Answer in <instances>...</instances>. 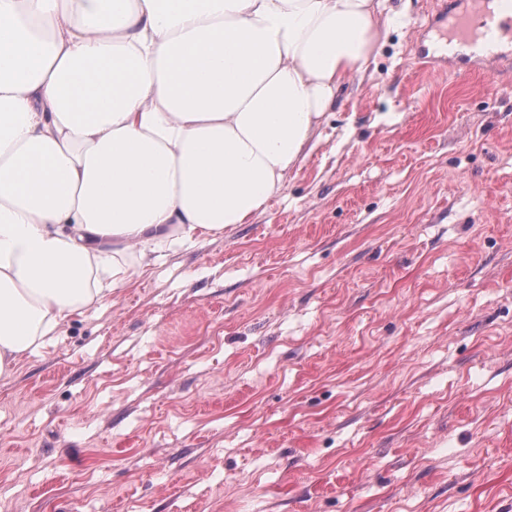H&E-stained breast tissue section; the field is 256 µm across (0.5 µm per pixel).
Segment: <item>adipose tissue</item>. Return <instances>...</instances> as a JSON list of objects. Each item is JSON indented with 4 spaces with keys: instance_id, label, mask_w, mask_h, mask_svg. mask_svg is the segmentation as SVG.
Listing matches in <instances>:
<instances>
[{
    "instance_id": "1",
    "label": "adipose tissue",
    "mask_w": 512,
    "mask_h": 512,
    "mask_svg": "<svg viewBox=\"0 0 512 512\" xmlns=\"http://www.w3.org/2000/svg\"><path fill=\"white\" fill-rule=\"evenodd\" d=\"M377 0H0V377L282 196Z\"/></svg>"
}]
</instances>
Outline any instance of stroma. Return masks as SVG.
I'll return each instance as SVG.
<instances>
[{
  "label": "stroma",
  "instance_id": "obj_1",
  "mask_svg": "<svg viewBox=\"0 0 512 512\" xmlns=\"http://www.w3.org/2000/svg\"><path fill=\"white\" fill-rule=\"evenodd\" d=\"M428 0L268 211L0 378V512H512V72Z\"/></svg>",
  "mask_w": 512,
  "mask_h": 512
}]
</instances>
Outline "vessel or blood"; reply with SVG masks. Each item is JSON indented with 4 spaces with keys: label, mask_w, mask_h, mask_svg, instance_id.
<instances>
[{
    "label": "vessel or blood",
    "mask_w": 512,
    "mask_h": 512,
    "mask_svg": "<svg viewBox=\"0 0 512 512\" xmlns=\"http://www.w3.org/2000/svg\"><path fill=\"white\" fill-rule=\"evenodd\" d=\"M467 5L454 15L451 28L459 42L474 46L472 71L492 75L499 71L507 56L500 47L512 39V0H466Z\"/></svg>",
    "instance_id": "b4317fda"
}]
</instances>
